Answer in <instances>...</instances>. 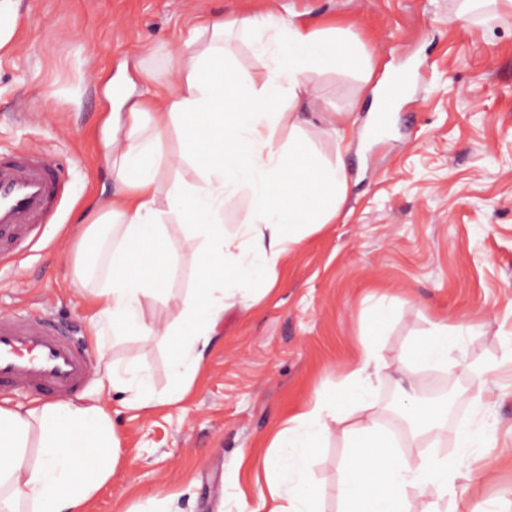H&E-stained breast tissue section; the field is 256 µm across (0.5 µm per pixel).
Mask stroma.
Here are the masks:
<instances>
[{
	"mask_svg": "<svg viewBox=\"0 0 512 512\" xmlns=\"http://www.w3.org/2000/svg\"><path fill=\"white\" fill-rule=\"evenodd\" d=\"M461 0H22L12 48L0 54V150L40 152L65 181V198L39 241L0 264V312H48L92 344L88 301L72 285L79 214L113 188L103 147L112 104L131 89L161 88L158 63L194 18L275 11L334 27L370 55V81L339 70L314 75L302 112H338L344 149L310 130L321 155L343 159L347 201L335 223L305 238L251 307L224 312L192 396L142 413L112 395L121 461L90 512H129L173 496L174 512H260L251 465L315 390L334 391L385 301L377 338L386 364L380 411L407 405L408 356L429 322L476 331L453 372L420 371L418 395L450 390L457 420L441 441L407 453L463 456L461 432L483 438L477 472L457 481L458 512H512V14L490 0L465 20ZM420 81L392 110L389 137L368 141L372 89L397 69ZM114 360L138 363L156 391L170 384V349L158 339L115 342ZM488 369L491 401L477 402L475 368ZM346 450L330 436L312 461L319 512H338Z\"/></svg>",
	"mask_w": 512,
	"mask_h": 512,
	"instance_id": "stroma-1",
	"label": "stroma"
}]
</instances>
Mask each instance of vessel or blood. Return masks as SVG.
I'll return each instance as SVG.
<instances>
[{"instance_id":"b4317fda","label":"vessel or blood","mask_w":512,"mask_h":512,"mask_svg":"<svg viewBox=\"0 0 512 512\" xmlns=\"http://www.w3.org/2000/svg\"><path fill=\"white\" fill-rule=\"evenodd\" d=\"M413 80L394 74L383 86L391 101L403 97ZM56 169L32 152H0V257L29 246L62 199ZM91 356L72 330L56 326L47 314L0 318V390L18 387L35 396L79 391L91 369Z\"/></svg>"}]
</instances>
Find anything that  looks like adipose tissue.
Returning <instances> with one entry per match:
<instances>
[{
	"label": "adipose tissue",
	"instance_id": "adipose-tissue-1",
	"mask_svg": "<svg viewBox=\"0 0 512 512\" xmlns=\"http://www.w3.org/2000/svg\"><path fill=\"white\" fill-rule=\"evenodd\" d=\"M235 39L264 57L257 77H242L235 67ZM343 58L370 75L365 50L336 30L274 13L231 22L209 16L165 54L172 87L145 90L128 112L109 115L114 188L82 219L74 284L92 300L89 325L99 346L125 336L170 342L171 382L156 393L147 374L104 353L95 399L24 409L1 401L0 512H88L119 462L103 397L122 394L131 409L184 400L225 310L251 307L255 281L274 287L279 262L335 223L349 192L346 167L323 159L297 104L312 93L314 74L335 70ZM172 132L178 150L167 155L163 145ZM169 168L177 169L175 179H167ZM239 196L248 207L229 235L224 205ZM174 224L194 247L191 286L181 294L170 288L179 271L168 246ZM472 331L463 321L430 322L423 358L409 362L408 373L451 372ZM377 333L370 323L340 390L315 392L256 459L266 480L260 495L266 512H316L311 463L335 431L347 448L336 482L341 512H448L460 462L403 452L378 418L373 394L384 364Z\"/></svg>",
	"mask_w": 512,
	"mask_h": 512
}]
</instances>
